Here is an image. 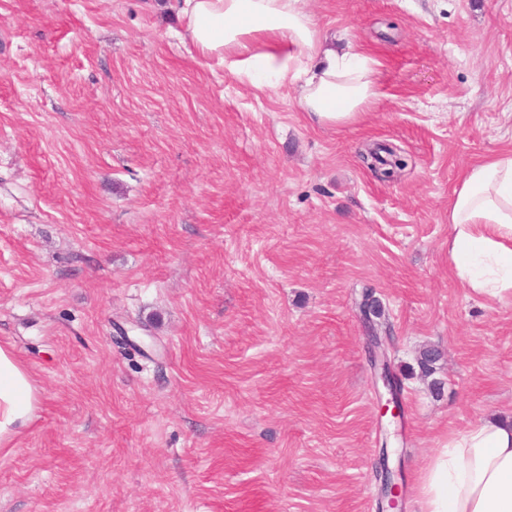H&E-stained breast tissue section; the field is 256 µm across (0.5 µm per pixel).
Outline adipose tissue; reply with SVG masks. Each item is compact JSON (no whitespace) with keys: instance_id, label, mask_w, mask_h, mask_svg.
I'll return each mask as SVG.
<instances>
[{"instance_id":"adipose-tissue-1","label":"adipose tissue","mask_w":512,"mask_h":512,"mask_svg":"<svg viewBox=\"0 0 512 512\" xmlns=\"http://www.w3.org/2000/svg\"><path fill=\"white\" fill-rule=\"evenodd\" d=\"M174 35L239 82L290 83L317 123L353 124L379 95L378 63L336 49L305 0H177ZM448 260L464 288L489 300L512 292V150L469 167L448 209ZM38 392L0 346V447L33 419ZM421 512H512V419L481 417L433 449L417 476Z\"/></svg>"}]
</instances>
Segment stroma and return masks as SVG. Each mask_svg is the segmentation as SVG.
I'll use <instances>...</instances> for the list:
<instances>
[{
    "instance_id": "obj_1",
    "label": "stroma",
    "mask_w": 512,
    "mask_h": 512,
    "mask_svg": "<svg viewBox=\"0 0 512 512\" xmlns=\"http://www.w3.org/2000/svg\"><path fill=\"white\" fill-rule=\"evenodd\" d=\"M173 4L0 0V345L40 391L0 512H380L384 448L419 512L448 433L512 414V294L448 262L454 187L512 148V0H308L381 63L340 128L201 65ZM371 358L375 367L378 365V368L381 370L379 378L390 396L386 399L385 403H381L379 406L380 414L381 416H386L390 412V416L393 419L401 420L402 404L399 397V386L395 375L388 366L387 358L383 353L376 350L371 352Z\"/></svg>"
}]
</instances>
